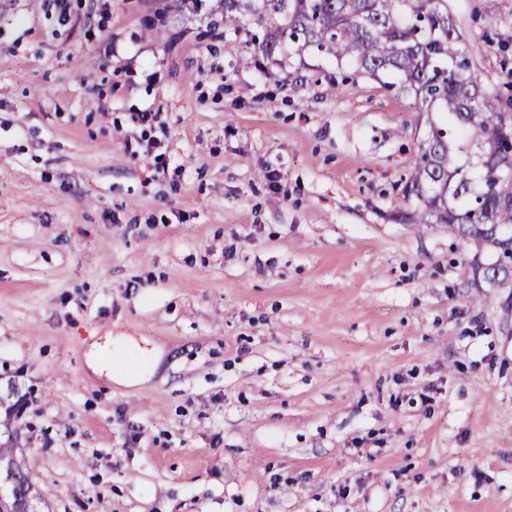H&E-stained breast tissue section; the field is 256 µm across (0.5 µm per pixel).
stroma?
Returning a JSON list of instances; mask_svg holds the SVG:
<instances>
[{"label": "stroma", "mask_w": 512, "mask_h": 512, "mask_svg": "<svg viewBox=\"0 0 512 512\" xmlns=\"http://www.w3.org/2000/svg\"><path fill=\"white\" fill-rule=\"evenodd\" d=\"M448 12L512 116V0ZM210 23L0 0V439L42 512H512V284L403 192L442 113ZM108 336L154 376L94 373ZM124 343L120 337L111 338L106 337L103 344H99L87 357L88 364L99 373H105L107 376L116 379L127 386H136L143 383L151 377L161 360V353L159 351H152L146 354L144 366L135 371L130 372L120 367L116 363L115 355L121 353L123 348L121 345ZM112 345V359L110 347Z\"/></svg>", "instance_id": "35a3bbf8"}]
</instances>
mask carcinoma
Returning a JSON list of instances; mask_svg holds the SVG:
<instances>
[{
    "instance_id": "obj_1",
    "label": "carcinoma",
    "mask_w": 512,
    "mask_h": 512,
    "mask_svg": "<svg viewBox=\"0 0 512 512\" xmlns=\"http://www.w3.org/2000/svg\"><path fill=\"white\" fill-rule=\"evenodd\" d=\"M224 23L252 21L263 29L258 49L281 66L287 53L312 50L355 73L389 72L420 100L426 113L447 123L431 129L419 147L405 195L448 231L497 254L491 278L512 280V179L502 172L512 159V134L497 123L496 99L471 73L459 46L447 0H193ZM14 497L38 502L28 478L14 482Z\"/></svg>"
}]
</instances>
